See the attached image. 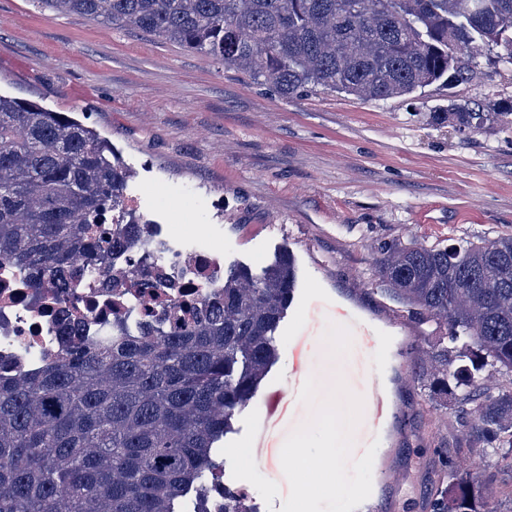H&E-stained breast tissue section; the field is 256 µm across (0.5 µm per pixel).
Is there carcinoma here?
Listing matches in <instances>:
<instances>
[{
	"mask_svg": "<svg viewBox=\"0 0 512 512\" xmlns=\"http://www.w3.org/2000/svg\"><path fill=\"white\" fill-rule=\"evenodd\" d=\"M54 12L176 43L248 71L284 97L331 90L363 100L462 84L487 46L512 64V0H38ZM465 132L512 126V102L433 111ZM128 169L112 144L76 119L0 94V262L65 283L76 253L104 263L117 245L105 214L124 196ZM379 281L447 329L432 377L458 404L472 373L512 376V236L448 246L388 241L373 258ZM294 286L291 260L259 273L233 267L224 292L132 335L118 325L78 341L31 372L0 373V512H178L220 486L211 449L276 361V330ZM463 440L512 450V388L484 390ZM432 512H484L460 482Z\"/></svg>",
	"mask_w": 512,
	"mask_h": 512,
	"instance_id": "obj_1",
	"label": "carcinoma"
}]
</instances>
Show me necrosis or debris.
Instances as JSON below:
<instances>
[{
    "instance_id": "obj_1",
    "label": "necrosis or debris",
    "mask_w": 512,
    "mask_h": 512,
    "mask_svg": "<svg viewBox=\"0 0 512 512\" xmlns=\"http://www.w3.org/2000/svg\"><path fill=\"white\" fill-rule=\"evenodd\" d=\"M136 211L128 195L112 212V237L122 247L111 265L91 268L82 255L73 257V287L36 290L33 272L0 264V368L35 370L67 338L108 336L120 321L144 327L223 291L224 250L211 225H196L191 237L175 240L148 217L131 221Z\"/></svg>"
}]
</instances>
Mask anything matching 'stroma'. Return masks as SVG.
<instances>
[{
    "label": "stroma",
    "instance_id": "stroma-1",
    "mask_svg": "<svg viewBox=\"0 0 512 512\" xmlns=\"http://www.w3.org/2000/svg\"><path fill=\"white\" fill-rule=\"evenodd\" d=\"M0 92L94 127L136 173L128 191L142 212L174 234L215 225L225 264L257 271L283 252L295 259L303 293L280 324L279 359L214 450L226 487L248 488L261 512H302L290 481L306 480L316 512H343L344 496L373 477L368 413L354 403L395 371L408 386L391 452L398 481L382 488L378 512L399 501L431 512L432 497L461 479L487 512H512L499 495L512 471L489 449L459 444L479 400L459 406L423 375L444 328L371 269L384 241L512 234V128L462 134L429 121L454 103L512 99V64L486 50L469 83L384 101L323 90L284 98L177 44L0 0ZM350 294L362 310L388 311L392 326L350 319ZM330 408L347 453L338 472L310 478L276 461L277 444L326 435Z\"/></svg>",
    "mask_w": 512,
    "mask_h": 512
}]
</instances>
